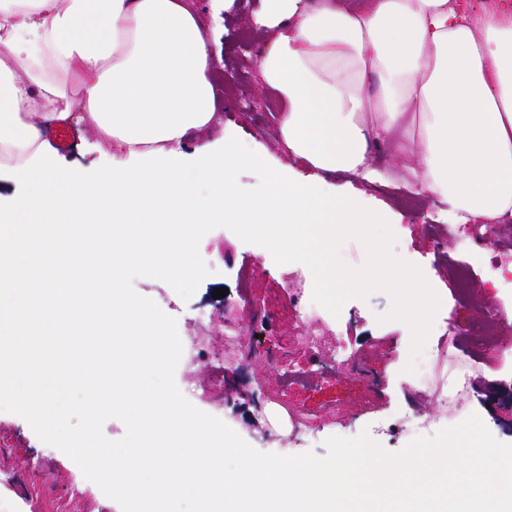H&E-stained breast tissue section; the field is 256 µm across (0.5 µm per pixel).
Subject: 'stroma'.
<instances>
[{
    "label": "stroma",
    "mask_w": 512,
    "mask_h": 512,
    "mask_svg": "<svg viewBox=\"0 0 512 512\" xmlns=\"http://www.w3.org/2000/svg\"><path fill=\"white\" fill-rule=\"evenodd\" d=\"M195 4L203 21L215 23L223 32L215 78L224 100L225 138L243 150L262 152L270 163L290 164V157L276 139L274 109L279 101L262 88L261 33L252 23L259 0H228L224 12L217 16L211 11V0H195ZM58 149L82 180L93 179L99 168L112 161L110 150L93 149L87 140L62 143ZM373 160L390 171L394 181L368 187V195L400 214L412 235L405 239L389 226L377 225L369 236L349 235L337 240L332 258L345 275L357 278L365 270L369 245H376L414 268L437 274L441 306L430 327L420 329L396 315L395 298L384 283L332 294L314 286V266L303 267L310 283L308 297L324 308L337 336L351 351L372 352L366 372L377 388L371 393L366 381L338 379L318 383L303 392L301 399L313 410L340 402L357 413V420L302 443L288 439L273 422L269 409V390L279 384L284 373L279 365L240 363L227 387L222 363H213L188 379L178 359L173 358L162 370L141 371L144 387L177 392L186 408L202 413L207 410L206 397L214 389H222L224 417L215 420V427L233 424L253 453L273 459L285 456L318 461L340 453L362 471L375 458L391 460L412 449L444 448L452 460L466 466L473 459L465 440L473 432L512 447V422L497 419L484 407L480 395L486 386L512 383V367H487L476 375L470 394L473 417L462 427L409 435L395 430L377 435L368 427L371 418H386L397 411L424 414L434 409L430 391L402 383L401 377L413 370L420 354L436 346L442 335L465 336L471 330L472 322L458 303L455 267H466L483 300L498 305L505 301L508 282L495 259L499 251L512 249V225L502 227L495 237L479 245L465 244L458 228L460 218L447 201L415 195L401 185L402 161L391 145H381ZM441 239L447 240V250H436L435 243ZM268 243L262 224L251 235L241 234L233 224H203L195 232L180 280L169 281L149 265L134 263L127 268L122 289L125 295L164 312L177 330L200 329L220 342L229 335L228 325L233 322L253 337L255 347L274 350L284 343L291 327L288 315L277 309L287 292L289 267L268 260ZM220 288L225 289V296L215 297V290ZM219 312L224 315L220 322L214 319ZM0 349L27 357L34 364V386L42 397L44 413V426L35 431L20 409L9 402L0 403V503L18 506L21 512H128L124 493L101 485L96 475L73 457L66 442L70 431L78 430L93 447L124 455L137 444L130 430L131 410L83 415L81 379L85 368L80 364L50 366L48 340L31 346L6 339L0 341ZM369 443L377 448L372 459L362 450Z\"/></svg>",
    "instance_id": "stroma-1"
}]
</instances>
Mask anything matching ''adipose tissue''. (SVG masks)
Segmentation results:
<instances>
[{
    "label": "adipose tissue",
    "mask_w": 512,
    "mask_h": 512,
    "mask_svg": "<svg viewBox=\"0 0 512 512\" xmlns=\"http://www.w3.org/2000/svg\"><path fill=\"white\" fill-rule=\"evenodd\" d=\"M255 24L266 91L281 99L277 139L309 175L267 168L262 154L213 147L220 125L212 80L217 40L191 0H0V175L25 187L0 207V315L25 341L52 337L57 357L87 364L93 416L131 406L132 429L161 450L181 449L165 482L143 499L132 453L116 459L72 434L67 446L108 483L128 489L132 512H512V448L472 434L467 448L487 465L458 470L448 451H420L359 472L338 458L297 462L251 453L232 427L216 429L171 393L146 392L128 367L180 336L162 311L123 296L129 262L169 280L183 275L199 224L269 227L270 259L317 262L315 282L364 289L383 282L404 316L427 327L439 305L425 274L372 250L364 274L348 278L326 260L346 227L393 223L390 210L356 191L329 190L341 171L387 184L372 149L393 142L403 179L439 196L464 218L512 216V8L460 14L449 0H262ZM378 87L365 89L368 77ZM112 149L89 181L65 168L45 130L67 124ZM200 138L195 165L181 145ZM266 168L261 194L238 190L234 171ZM128 346L111 356L114 337ZM243 457L215 468L218 452Z\"/></svg>",
    "instance_id": "1"
}]
</instances>
